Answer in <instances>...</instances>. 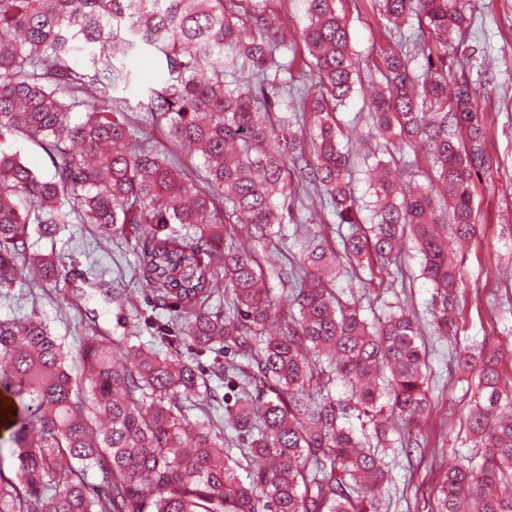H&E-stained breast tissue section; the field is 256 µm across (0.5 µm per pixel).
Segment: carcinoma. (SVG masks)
<instances>
[{"mask_svg":"<svg viewBox=\"0 0 512 512\" xmlns=\"http://www.w3.org/2000/svg\"><path fill=\"white\" fill-rule=\"evenodd\" d=\"M240 2L0 0V289L65 279L55 259L30 251L33 232L53 241L71 224H91L129 235L147 308L124 302L155 341L129 346L92 319L95 335L74 349L35 308L0 318V400L13 402L4 431L16 461L11 477L0 455V512H381L393 424L426 422L415 315L400 308L369 323L334 282L342 257L389 272L409 238L433 287L435 330L455 335L463 272L448 235H476L473 178L488 157L472 88L448 72V32L466 22L463 0H379L388 22L416 19L419 29L412 50L381 54L382 82L366 86L356 83L335 0H304L300 41L317 82L298 110L312 114L310 157L293 130L297 115L277 103L289 72L276 58L279 30L241 13ZM134 51L163 63L144 111L196 166L136 141L127 101L112 95L128 80L117 61ZM355 93L388 133L369 171L366 228L336 123ZM24 145L46 153L51 177L27 165ZM407 147L429 160L428 186L391 177ZM305 180L349 232L339 252L325 239L307 246L282 302L269 288L272 268L226 240L285 223ZM226 293L232 310L212 308ZM271 321L280 322L274 336ZM503 364L496 348L456 353L457 368L476 378L466 416L476 452L448 468L433 512H512V377ZM338 383L343 399L331 394ZM219 399L224 425L189 423L187 411L205 414ZM226 428L244 445L239 457L224 447Z\"/></svg>","mask_w":512,"mask_h":512,"instance_id":"cac0c4a2","label":"carcinoma"}]
</instances>
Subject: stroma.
Instances as JSON below:
<instances>
[{
  "label": "stroma",
  "mask_w": 512,
  "mask_h": 512,
  "mask_svg": "<svg viewBox=\"0 0 512 512\" xmlns=\"http://www.w3.org/2000/svg\"><path fill=\"white\" fill-rule=\"evenodd\" d=\"M336 9L349 24L350 47L362 75H374L381 51L399 47L398 29L380 15L376 0H336ZM259 10L267 23L283 30L290 45L287 58L292 78L281 100L297 104L314 82L298 38L307 22L304 2L262 0ZM453 43L467 51L469 61L461 67L452 59L448 65L471 83L484 112L489 153V168L475 179L473 187L478 232L468 250L459 255L464 282L456 309L458 335L448 340L434 336L428 312L433 289L420 278L414 252L402 254L393 278L381 287H363V280L370 276L366 270L340 271L336 281L337 288L355 298L368 321H377L397 306L417 313L428 347L431 408L423 427L428 445L421 453L389 456L392 482L382 497L384 512H431L443 472L468 450L463 432L467 383L464 373L455 367L457 348L483 343L512 354V0H471L466 26ZM337 117L342 124V144L349 150L356 172L352 187L362 206L360 219L365 222L370 218L367 204L373 196L362 171V158L364 152L383 143L384 137L360 96L347 100ZM291 206V222L274 225L264 234L253 233L245 242L251 252L276 267H291L315 232H324L331 242L339 240L336 217L313 187L300 189ZM33 249L54 254L69 266L68 287L91 293L89 309L113 335H127L132 344L151 346L150 328L120 323L118 307L98 295L103 288H122L135 300H142L135 240L108 238L89 225L73 224L55 240H36ZM64 297V292L55 288L31 289L21 284L3 288L0 318L39 309L51 320L56 334L77 347L84 342L85 333L77 312L65 307Z\"/></svg>",
  "instance_id": "35a3bbf8"
}]
</instances>
